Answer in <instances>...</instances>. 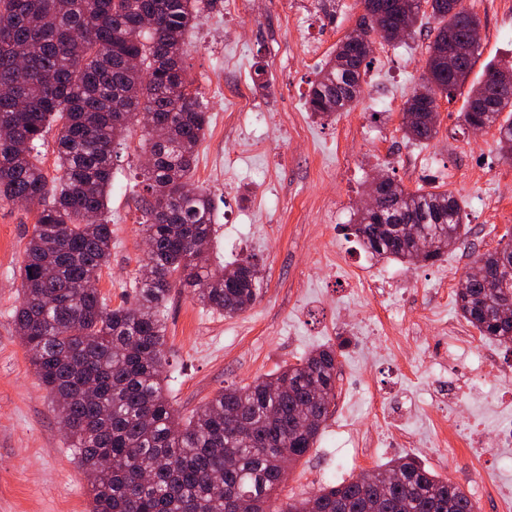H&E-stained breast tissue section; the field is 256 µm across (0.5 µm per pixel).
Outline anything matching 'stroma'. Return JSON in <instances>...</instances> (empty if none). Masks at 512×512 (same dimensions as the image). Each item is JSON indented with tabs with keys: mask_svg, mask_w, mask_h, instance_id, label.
I'll return each mask as SVG.
<instances>
[{
	"mask_svg": "<svg viewBox=\"0 0 512 512\" xmlns=\"http://www.w3.org/2000/svg\"><path fill=\"white\" fill-rule=\"evenodd\" d=\"M464 4L481 20V55L468 77L474 84L487 63L512 64V0ZM361 15L360 0H336L331 21L315 0H238L236 12L217 7L187 33L185 72L210 115L194 179L215 204L211 260L221 266L252 258L263 283L254 305L232 318L203 307L188 289L173 291L165 312L164 385L187 417L224 387L251 383L348 336L330 414L317 443L289 470L279 500L409 455L461 486L473 474H495V493L474 497L473 504L475 512H501L512 502V445L492 456L463 451L453 471L447 450L434 445L441 413L432 400V368L448 344L439 325L460 314L454 301H434L419 286L460 279L476 254L512 238V162L498 151L496 127L475 133L464 126L467 86L453 98L439 97L435 139L416 145L403 138V104L425 72L423 33L402 42L376 40L357 106L314 117L306 108L311 84ZM258 63L266 71L264 89L252 80ZM140 139V128L132 127L114 164L105 211L112 255L96 287L112 307L132 303L143 258L134 188ZM378 172L411 191L436 186L461 198L464 241L432 265L367 257L344 226ZM35 214V207L0 200V512H87L89 485L12 318ZM384 278L400 286L397 329L379 303L353 287ZM383 402L413 409V437L361 454L351 432L378 429Z\"/></svg>",
	"mask_w": 512,
	"mask_h": 512,
	"instance_id": "35a3bbf8",
	"label": "stroma"
}]
</instances>
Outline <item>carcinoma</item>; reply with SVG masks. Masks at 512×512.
<instances>
[{"instance_id": "cac0c4a2", "label": "carcinoma", "mask_w": 512, "mask_h": 512, "mask_svg": "<svg viewBox=\"0 0 512 512\" xmlns=\"http://www.w3.org/2000/svg\"><path fill=\"white\" fill-rule=\"evenodd\" d=\"M220 0H0V200L37 208L20 267L16 332L41 384L57 405L70 447L90 483L89 512H274L287 468L313 448L336 398L337 356L349 345L311 350L295 364L231 385L181 417L163 385L165 308L175 287L233 317L256 301L261 270L250 259L220 270L209 264L211 193L195 184L197 148L210 117L183 66L185 35ZM381 20L362 17L359 36L434 23L428 45V95L402 109L403 137L426 144L437 125L426 106L453 97L479 49L448 66L481 25L463 0H417L410 16L379 0ZM460 10L449 21L450 3ZM382 36V35H380ZM384 41L391 37L382 36ZM369 61L339 43L313 82L310 112L330 117L359 102ZM512 66L488 64L471 87L462 121L498 125L497 146L512 159ZM142 131L145 194L139 224L149 247L134 278V303L109 307L86 284L112 251L104 218L116 147L133 125ZM57 127L61 174L48 178L38 143ZM380 213L357 211L346 230L374 258L433 264L468 233L450 191H407L393 180L374 189ZM416 224L423 255L403 235ZM487 276L458 282L460 315L481 336L512 344V240L477 255ZM404 479L394 484L387 476ZM279 512H474L471 496L412 457L390 460L361 478L336 481Z\"/></svg>"}]
</instances>
